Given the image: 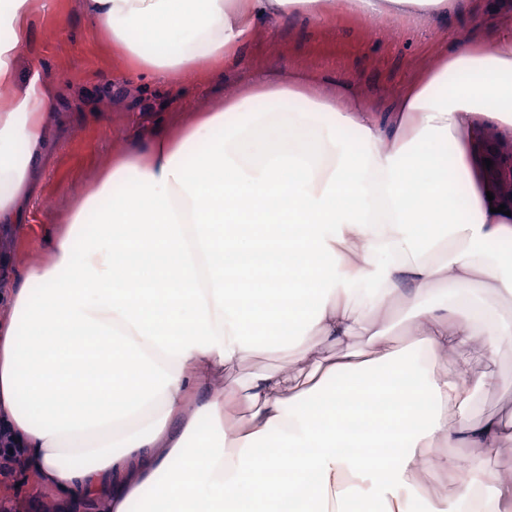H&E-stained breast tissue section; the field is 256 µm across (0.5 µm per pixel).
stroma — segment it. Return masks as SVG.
I'll return each instance as SVG.
<instances>
[{
	"mask_svg": "<svg viewBox=\"0 0 512 512\" xmlns=\"http://www.w3.org/2000/svg\"><path fill=\"white\" fill-rule=\"evenodd\" d=\"M496 0H466L462 14L392 18L374 14L365 31L363 12L336 11L320 20L281 14L259 24L238 55L215 71L177 82L155 83L130 73L125 56L96 30L85 0H49L27 25L28 40L17 76L38 69L54 99L46 118L44 165L35 174L19 229L0 233V256L15 272L45 261L43 240L70 200L79 195L113 154L157 123H191L195 114L220 108L247 80L305 77L316 90L340 95L372 112L391 102L448 50L449 37L487 36ZM436 370L494 371L512 381V347L495 355L475 348L463 357L437 361ZM439 455L464 462L475 477L512 475V447L493 452L440 445ZM0 502L19 512H108L104 501L63 505L25 469L0 481Z\"/></svg>",
	"mask_w": 512,
	"mask_h": 512,
	"instance_id": "obj_1",
	"label": "stroma"
}]
</instances>
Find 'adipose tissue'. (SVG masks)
<instances>
[{
	"label": "adipose tissue",
	"mask_w": 512,
	"mask_h": 512,
	"mask_svg": "<svg viewBox=\"0 0 512 512\" xmlns=\"http://www.w3.org/2000/svg\"><path fill=\"white\" fill-rule=\"evenodd\" d=\"M460 2L338 0L394 17ZM35 6L0 0L5 225L34 190L51 101L39 72L16 73ZM322 8L90 0L134 73L164 81L236 56L260 18ZM490 127L512 138V0L483 44L454 43L379 115L259 79L115 155L47 237V261L0 295V427L33 478L110 512L147 489L152 512H408L438 470L469 512H512V476L478 482L436 454L444 440L512 446V421L471 416L498 376L433 368L512 345L495 303L512 296V203L488 195ZM400 311L404 348L388 341ZM355 336L370 348L310 361ZM279 351L303 367L224 377Z\"/></svg>",
	"instance_id": "1"
}]
</instances>
